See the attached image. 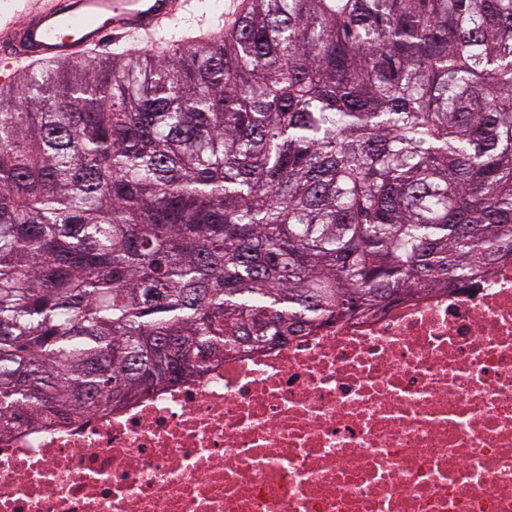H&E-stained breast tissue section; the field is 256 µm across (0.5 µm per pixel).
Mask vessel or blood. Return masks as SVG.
I'll list each match as a JSON object with an SVG mask.
<instances>
[{
  "label": "vessel or blood",
  "instance_id": "b4317fda",
  "mask_svg": "<svg viewBox=\"0 0 512 512\" xmlns=\"http://www.w3.org/2000/svg\"><path fill=\"white\" fill-rule=\"evenodd\" d=\"M187 0H0V85L20 61L75 63L129 35L152 37Z\"/></svg>",
  "mask_w": 512,
  "mask_h": 512
}]
</instances>
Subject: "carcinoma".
Returning a JSON list of instances; mask_svg holds the SVG:
<instances>
[{
  "label": "carcinoma",
  "mask_w": 512,
  "mask_h": 512,
  "mask_svg": "<svg viewBox=\"0 0 512 512\" xmlns=\"http://www.w3.org/2000/svg\"><path fill=\"white\" fill-rule=\"evenodd\" d=\"M0 87V434L512 255V0H248ZM196 6L193 16H189L186 20H178L179 32L181 35L193 38H203L208 30L213 26H217L221 21L220 14L224 12V2L228 0H196ZM173 22L164 31L168 32Z\"/></svg>",
  "instance_id": "carcinoma-1"
}]
</instances>
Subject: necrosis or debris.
<instances>
[{
    "label": "necrosis or debris",
    "mask_w": 512,
    "mask_h": 512,
    "mask_svg": "<svg viewBox=\"0 0 512 512\" xmlns=\"http://www.w3.org/2000/svg\"><path fill=\"white\" fill-rule=\"evenodd\" d=\"M0 512H512V257L1 437Z\"/></svg>",
    "instance_id": "obj_1"
}]
</instances>
